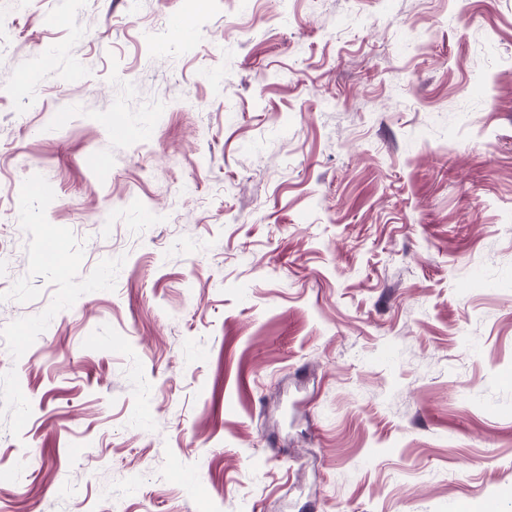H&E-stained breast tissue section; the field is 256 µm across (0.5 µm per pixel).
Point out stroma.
Instances as JSON below:
<instances>
[{"label": "stroma", "mask_w": 512, "mask_h": 512, "mask_svg": "<svg viewBox=\"0 0 512 512\" xmlns=\"http://www.w3.org/2000/svg\"><path fill=\"white\" fill-rule=\"evenodd\" d=\"M0 472L512 512V0H0Z\"/></svg>", "instance_id": "stroma-1"}]
</instances>
